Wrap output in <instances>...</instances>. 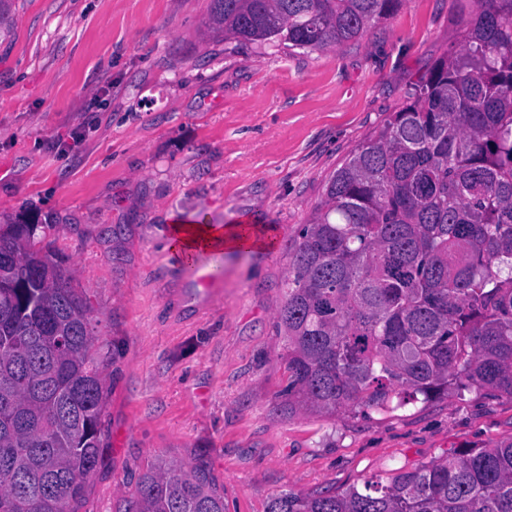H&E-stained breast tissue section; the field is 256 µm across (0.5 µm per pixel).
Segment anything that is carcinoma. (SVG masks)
<instances>
[{
	"label": "carcinoma",
	"mask_w": 512,
	"mask_h": 512,
	"mask_svg": "<svg viewBox=\"0 0 512 512\" xmlns=\"http://www.w3.org/2000/svg\"><path fill=\"white\" fill-rule=\"evenodd\" d=\"M400 0H211L224 40L319 51ZM407 103L356 145L288 250L282 410L389 414L512 398V0H473ZM37 224L0 225V512H78L102 443L92 306ZM117 512H224L203 465L160 464ZM267 512H512V441Z\"/></svg>",
	"instance_id": "cac0c4a2"
}]
</instances>
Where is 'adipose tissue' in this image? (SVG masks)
<instances>
[{
  "label": "adipose tissue",
  "mask_w": 512,
  "mask_h": 512,
  "mask_svg": "<svg viewBox=\"0 0 512 512\" xmlns=\"http://www.w3.org/2000/svg\"><path fill=\"white\" fill-rule=\"evenodd\" d=\"M274 245L272 232L245 224H198L174 221L170 248L183 260L203 254L233 250L269 249Z\"/></svg>",
  "instance_id": "obj_1"
}]
</instances>
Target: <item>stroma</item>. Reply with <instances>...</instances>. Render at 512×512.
I'll list each match as a JSON object with an SVG mask.
<instances>
[{"instance_id":"35a3bbf8","label":"stroma","mask_w":512,"mask_h":512,"mask_svg":"<svg viewBox=\"0 0 512 512\" xmlns=\"http://www.w3.org/2000/svg\"><path fill=\"white\" fill-rule=\"evenodd\" d=\"M210 0H12L0 37V224L46 238L92 305L104 444L79 512H116L148 464L206 466L225 512L361 487L512 441L471 388L390 413L278 411L288 249L329 176L447 52L471 0H402L321 51L228 47ZM76 150H62L71 132ZM270 228L268 250L182 265L173 217Z\"/></svg>"}]
</instances>
